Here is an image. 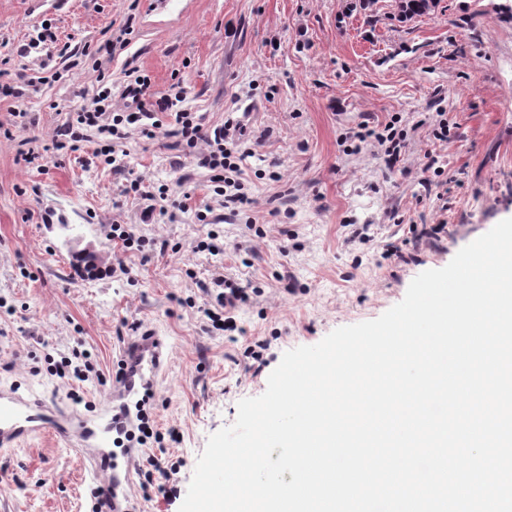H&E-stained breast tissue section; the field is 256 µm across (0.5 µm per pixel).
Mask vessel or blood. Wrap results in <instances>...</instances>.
Listing matches in <instances>:
<instances>
[{
	"instance_id": "vessel-or-blood-1",
	"label": "vessel or blood",
	"mask_w": 512,
	"mask_h": 512,
	"mask_svg": "<svg viewBox=\"0 0 512 512\" xmlns=\"http://www.w3.org/2000/svg\"><path fill=\"white\" fill-rule=\"evenodd\" d=\"M165 357L166 346L154 334L128 343L112 377L111 400L93 418L49 407L42 398L18 388L0 387V449L18 447L37 435H53L82 457L87 486L97 494L101 512H134L130 487L136 451L126 449L125 461L118 466L107 449L114 434L133 425L129 402L140 389L156 383Z\"/></svg>"
}]
</instances>
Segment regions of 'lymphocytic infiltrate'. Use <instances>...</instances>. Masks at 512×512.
<instances>
[{
    "label": "lymphocytic infiltrate",
    "instance_id": "f902f5d3",
    "mask_svg": "<svg viewBox=\"0 0 512 512\" xmlns=\"http://www.w3.org/2000/svg\"><path fill=\"white\" fill-rule=\"evenodd\" d=\"M149 87L150 81L145 76L137 77L133 84L127 85L123 95L132 100L135 109L122 113L109 112L108 100L111 91L107 88L100 90L94 97L91 108L77 113L69 125L70 142L82 141L83 131L87 128L96 129L101 135L117 138L127 125L137 126L144 137L151 138L161 126V114L171 113L174 121L172 134L184 149L194 150L201 141L208 144V152L199 156L198 163L212 171L213 179L218 185V195L223 196L225 203L228 204L246 203L247 196L241 184L234 178L235 173L240 170L241 160L245 158L244 153L239 150V139L243 134L240 124L229 118L219 128L206 129L201 118L195 113L180 110L179 104L184 99L183 89L176 88L169 94L150 100L146 97ZM353 137L361 142L373 140L385 162L392 166L402 161L407 146V132L402 126L401 116L397 114L392 115L381 128L361 127L359 131L354 132ZM207 294L212 306L205 309V316L218 321L221 330L233 329V321L219 320L218 313L222 310H234L239 304L247 302V290L219 276L214 278Z\"/></svg>",
    "mask_w": 512,
    "mask_h": 512
}]
</instances>
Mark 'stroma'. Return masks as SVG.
<instances>
[{
    "mask_svg": "<svg viewBox=\"0 0 512 512\" xmlns=\"http://www.w3.org/2000/svg\"><path fill=\"white\" fill-rule=\"evenodd\" d=\"M500 3L436 0L402 21L393 0L366 11L359 0H0V79L15 89L0 98V385L98 404L126 343L163 336L149 407L155 429L180 440L145 451L182 466L131 494L140 512H179L209 436L264 393L286 351L380 317L417 275L512 218V15ZM127 22L126 46L102 51ZM47 25L55 42L27 50ZM138 74L159 96L182 86L183 109L206 126L240 121L250 207H225L167 117L151 139L128 128L111 165L92 128L78 150H54L100 87L125 111ZM439 111L444 142L432 135ZM395 114L408 132L398 165L369 144L340 146ZM428 154L441 175L424 170ZM115 224L155 249L123 251ZM416 224L444 230L419 240ZM211 233L216 254L199 247ZM392 246L401 258L383 259ZM220 274L252 291L235 332L204 329V288ZM257 340L269 347L252 365ZM75 351L96 376L49 372L48 358ZM90 508L81 464L55 437L0 451V512Z\"/></svg>",
    "mask_w": 512,
    "mask_h": 512,
    "instance_id": "obj_1",
    "label": "stroma"
}]
</instances>
